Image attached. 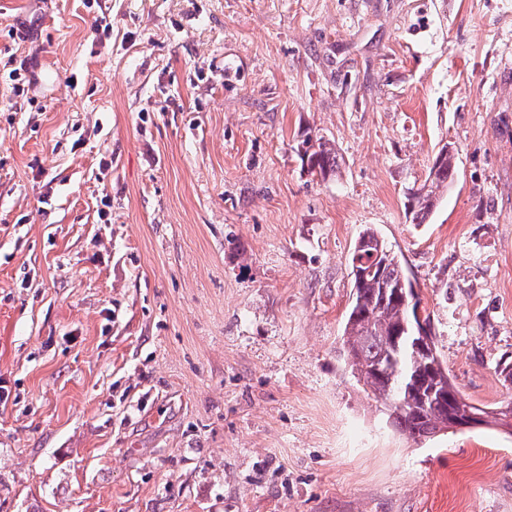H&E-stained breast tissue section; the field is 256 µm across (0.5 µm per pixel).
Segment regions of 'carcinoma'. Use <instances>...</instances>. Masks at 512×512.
Masks as SVG:
<instances>
[{"label":"carcinoma","mask_w":512,"mask_h":512,"mask_svg":"<svg viewBox=\"0 0 512 512\" xmlns=\"http://www.w3.org/2000/svg\"><path fill=\"white\" fill-rule=\"evenodd\" d=\"M307 172L325 180L340 169L336 149L325 139L306 140ZM457 175L455 149H439L424 183L406 193L405 214L413 224L426 223ZM353 286L344 326V349L352 374L367 394L390 404L387 423L395 432L413 439L433 437L448 429L451 411L465 408L485 419L501 422L508 411L491 414L457 395L451 407L430 399L434 385L454 387L439 353L415 350L408 328L417 303L395 293L409 283L391 246L372 228L358 236L352 252Z\"/></svg>","instance_id":"carcinoma-1"}]
</instances>
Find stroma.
<instances>
[{"mask_svg": "<svg viewBox=\"0 0 512 512\" xmlns=\"http://www.w3.org/2000/svg\"><path fill=\"white\" fill-rule=\"evenodd\" d=\"M367 227L512 398V0H0V512H512V435L345 367ZM308 137L305 141L307 149L304 152L307 172L312 176H318L323 180L337 176L340 164L336 149L323 137ZM304 142V143H305ZM445 143L435 155L424 183L406 193L405 214L413 224H426L437 209L444 192L453 185L457 175L455 149L444 151Z\"/></svg>", "mask_w": 512, "mask_h": 512, "instance_id": "obj_1", "label": "stroma"}]
</instances>
